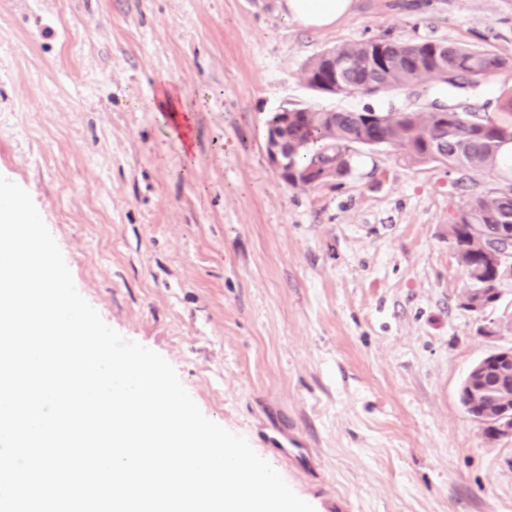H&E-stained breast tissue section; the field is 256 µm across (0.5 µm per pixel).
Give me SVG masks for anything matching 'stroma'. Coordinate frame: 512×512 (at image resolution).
Returning <instances> with one entry per match:
<instances>
[{"label":"stroma","instance_id":"35a3bbf8","mask_svg":"<svg viewBox=\"0 0 512 512\" xmlns=\"http://www.w3.org/2000/svg\"><path fill=\"white\" fill-rule=\"evenodd\" d=\"M381 36L512 58V0H355L321 29L281 0H0V175L102 320L315 512H512V439L459 402L470 368L512 347V279L463 308L456 173L361 148L341 183L293 187L266 152L282 108L498 116L512 69L474 88L306 85L311 58ZM163 85L198 108L192 157L154 110Z\"/></svg>","mask_w":512,"mask_h":512}]
</instances>
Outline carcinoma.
I'll list each match as a JSON object with an SVG mask.
<instances>
[{
	"mask_svg": "<svg viewBox=\"0 0 512 512\" xmlns=\"http://www.w3.org/2000/svg\"><path fill=\"white\" fill-rule=\"evenodd\" d=\"M350 62L348 80L336 85V93L358 92L371 78L391 92L434 75L448 73V84L457 80L479 83L512 66V61L495 52L458 43L429 40L417 44L401 43L385 38L358 41L328 49L312 58L303 69V78L316 92H323L319 80L328 77V59ZM502 115L489 120L472 110L448 113L443 121L431 111L392 113L379 125H369L356 112L336 113V122L323 118L324 109L314 106L288 109L290 136L289 165L297 170L336 166V179L350 171L352 152L369 147L368 140L383 139L388 146L405 153L413 164L435 161L429 154L437 137L444 139L448 152L441 163L451 169L473 173H491L500 168L504 145L512 143V89L500 96ZM512 212V178L488 191L473 192L469 199L451 215L448 241L465 268L471 287L483 292L471 296L470 311L493 307L500 293L495 291L494 261L485 252L483 225L501 223L502 214ZM459 399L474 419L491 422L504 407L512 408V382L494 390L484 388L481 380L463 381Z\"/></svg>",
	"mask_w": 512,
	"mask_h": 512,
	"instance_id": "obj_1",
	"label": "carcinoma"
}]
</instances>
